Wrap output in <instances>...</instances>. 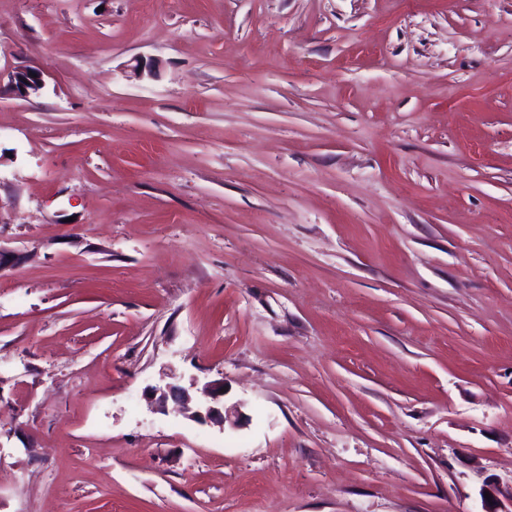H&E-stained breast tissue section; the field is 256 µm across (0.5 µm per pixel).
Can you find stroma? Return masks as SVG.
Returning <instances> with one entry per match:
<instances>
[{"instance_id": "35a3bbf8", "label": "stroma", "mask_w": 512, "mask_h": 512, "mask_svg": "<svg viewBox=\"0 0 512 512\" xmlns=\"http://www.w3.org/2000/svg\"><path fill=\"white\" fill-rule=\"evenodd\" d=\"M0 512H483L512 485V0H0ZM223 382L225 428L152 386ZM36 74V77H31ZM8 82L13 92L23 98L38 95L45 87L43 72L38 68L24 67L11 71Z\"/></svg>"}]
</instances>
